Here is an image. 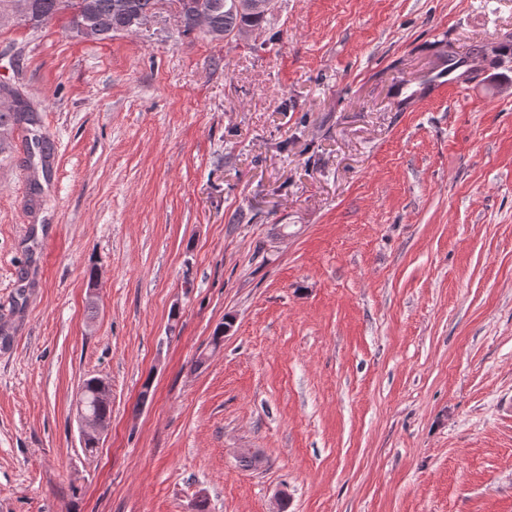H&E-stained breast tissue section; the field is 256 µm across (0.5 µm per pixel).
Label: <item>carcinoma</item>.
Listing matches in <instances>:
<instances>
[{
	"instance_id": "carcinoma-1",
	"label": "carcinoma",
	"mask_w": 512,
	"mask_h": 512,
	"mask_svg": "<svg viewBox=\"0 0 512 512\" xmlns=\"http://www.w3.org/2000/svg\"><path fill=\"white\" fill-rule=\"evenodd\" d=\"M209 16L205 33L216 40H229L247 31H255L269 22L271 9L261 7L266 0H208ZM158 0H0V14L10 13L21 24L38 30L61 15L67 16L66 30L83 24L91 29L88 41H103L117 33L135 29L139 18L152 14ZM37 113L31 104L15 109L0 106V135L13 134L25 125H35ZM98 377L84 380L79 403L86 414L109 422L112 400L100 390Z\"/></svg>"
}]
</instances>
